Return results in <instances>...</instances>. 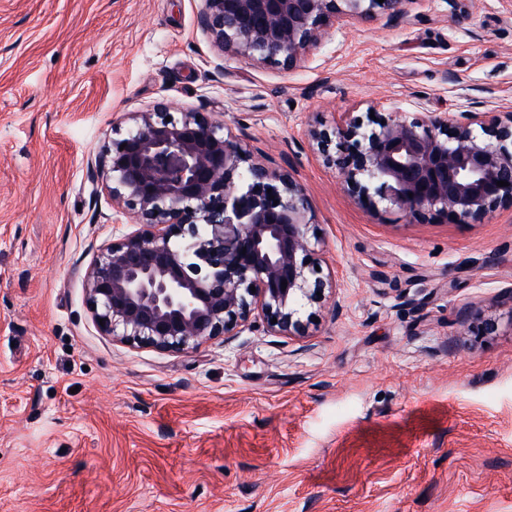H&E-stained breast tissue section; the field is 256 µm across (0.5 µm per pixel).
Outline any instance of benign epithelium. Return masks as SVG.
<instances>
[{"label":"benign epithelium","instance_id":"1","mask_svg":"<svg viewBox=\"0 0 512 512\" xmlns=\"http://www.w3.org/2000/svg\"><path fill=\"white\" fill-rule=\"evenodd\" d=\"M413 2L201 0L198 27L223 54L291 68L327 29L400 17ZM127 122L89 163L112 208L137 224L103 246L84 276L98 330L177 353L235 336L255 314L275 334L304 335L303 311L329 284L316 276L303 187L206 113L162 99ZM372 124L342 117L330 132L308 131L358 204L385 202L418 223L480 224L512 211V113L489 122L471 112L460 122L446 112H391Z\"/></svg>","mask_w":512,"mask_h":512}]
</instances>
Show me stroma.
Returning a JSON list of instances; mask_svg holds the SVG:
<instances>
[{
	"label": "stroma",
	"instance_id": "35a3bbf8",
	"mask_svg": "<svg viewBox=\"0 0 512 512\" xmlns=\"http://www.w3.org/2000/svg\"><path fill=\"white\" fill-rule=\"evenodd\" d=\"M200 0H0V512H512V213L362 208L307 131L512 112V0H414L287 70L220 54ZM213 114L290 171L336 292L188 354L102 335L84 275L131 231L112 120ZM482 327L464 330L461 316Z\"/></svg>",
	"mask_w": 512,
	"mask_h": 512
}]
</instances>
